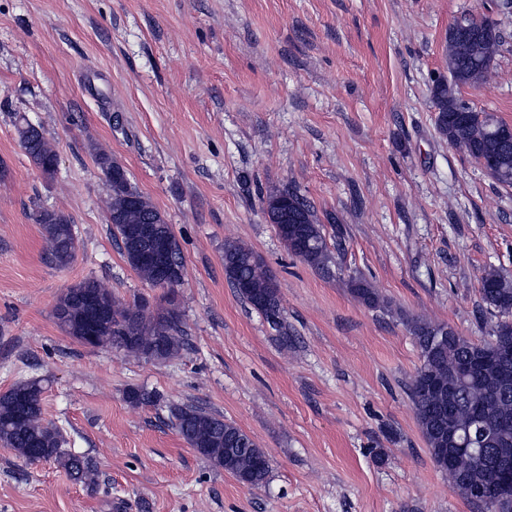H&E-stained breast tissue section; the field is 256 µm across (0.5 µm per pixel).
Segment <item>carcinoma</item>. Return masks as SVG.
<instances>
[{
	"label": "carcinoma",
	"instance_id": "carcinoma-1",
	"mask_svg": "<svg viewBox=\"0 0 512 512\" xmlns=\"http://www.w3.org/2000/svg\"><path fill=\"white\" fill-rule=\"evenodd\" d=\"M501 33L477 42L448 35V74L434 82L431 97L437 112L436 128L448 143L484 165L499 184L512 186V139L499 140L508 125L490 112L472 111L460 117V89L487 82L500 51ZM18 141L34 166L47 178L57 166L54 145L42 130L22 114H15ZM94 160L111 193L106 200L112 236L138 276L157 287L159 271L143 259L145 247L134 240V231L150 224L167 244L171 265L185 272L181 246L161 212L131 184L126 171L112 155L96 149ZM266 215L287 250L322 272H330L332 256L324 225L314 207L294 189L270 192ZM41 226L47 252L56 265L68 266L75 257V225L56 209L43 208L34 215ZM224 272L240 299L261 313L270 328L286 337L284 308L274 276L250 247L241 243L224 246ZM351 293L375 308L380 296L360 276L348 280ZM479 293L485 311L497 318L489 339L475 342L443 324L411 322L410 330L421 352V364L409 385L418 426L435 466L448 475L453 489L473 512H512V495L496 490L495 469L512 468V280L495 269L484 271ZM54 318L68 335L85 342L89 331L98 345L110 346L138 360H167L185 347L178 309L152 308L137 299L124 302L112 289L95 279L68 288L53 309ZM446 338H441V335ZM42 380L27 378L0 395V443L29 462L54 460L76 482L93 486L98 471L83 454L64 449L60 430L45 421L41 406ZM126 399L134 405H154L160 396L130 387ZM178 434L214 467L247 485L264 484L270 460L254 438L220 414L199 406L171 409ZM456 431L460 446L446 449L448 427Z\"/></svg>",
	"mask_w": 512,
	"mask_h": 512
}]
</instances>
